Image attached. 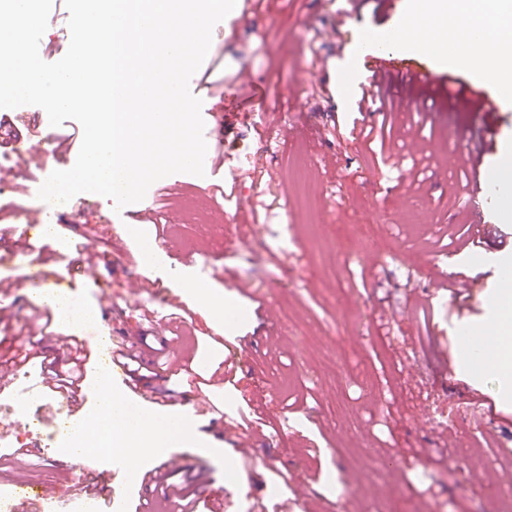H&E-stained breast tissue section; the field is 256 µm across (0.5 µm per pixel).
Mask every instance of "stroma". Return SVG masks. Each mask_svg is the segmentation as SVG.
<instances>
[{"label":"stroma","mask_w":512,"mask_h":512,"mask_svg":"<svg viewBox=\"0 0 512 512\" xmlns=\"http://www.w3.org/2000/svg\"><path fill=\"white\" fill-rule=\"evenodd\" d=\"M336 0H241L213 29L202 65L210 87L192 77L203 101L208 163L220 177L178 173L148 189L143 201L115 211L108 201L78 195L55 216L67 244L47 237L0 241V355L20 340L41 338L60 356L67 324L42 334L44 307L26 289L36 268L45 281L97 308L96 323L74 335L92 354L82 372L117 343L138 344L146 370L157 350L173 360L208 358L203 376L228 364L234 383L196 389L175 376L154 377L152 390H173L170 404L185 407L201 436L226 443L225 456L178 443L151 471L196 499L197 481L223 496L225 512H500L512 503V406L502 402L496 376L458 374L456 338L481 322L485 300L507 266L502 253L463 247L469 222L466 157H449L448 144L468 134L480 116L470 100L416 86L406 97L429 109L399 121L398 148L422 153L426 170L378 164L374 150L339 135L357 117L367 72L358 41L377 32L371 13L341 20ZM69 13L53 0L39 52L61 59ZM250 76L264 94L259 128L244 118L217 124L224 95L237 77ZM328 98H321V91ZM38 108L8 112L33 134L0 148V226L46 223L37 192L52 171L75 160L71 150L48 154L68 126L35 122ZM423 148L414 151L412 140ZM224 194H216V186ZM129 224L144 225L168 259L165 275H146ZM93 227L105 262L86 272L81 234ZM36 249L42 266L28 254ZM206 278L232 295L237 323L216 343L200 312L182 326L170 322L184 275ZM466 281L461 296L442 288L445 276ZM18 369L0 387V486L20 478L35 490L68 498L82 472L53 451L62 393L44 388L18 396ZM43 405L44 422L32 443L45 454L18 455L13 433ZM253 440L252 454L240 446ZM114 512H136L150 500L154 512H173L160 486L129 480L113 460ZM344 488L335 497L328 487ZM246 481L247 492L237 488Z\"/></svg>","instance_id":"35a3bbf8"}]
</instances>
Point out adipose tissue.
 <instances>
[{"label": "adipose tissue", "instance_id": "ef3b65f1", "mask_svg": "<svg viewBox=\"0 0 512 512\" xmlns=\"http://www.w3.org/2000/svg\"><path fill=\"white\" fill-rule=\"evenodd\" d=\"M402 19L381 34L376 45L387 51L408 52L435 60L440 66L471 71L477 78L498 84L512 94V0H406ZM180 287L199 305L209 327L232 326L239 313L236 302L205 282L188 278ZM40 303L50 306L65 323L85 326L96 322L94 307L79 305L54 291L36 290ZM491 320L481 327L487 347L483 362L496 370L505 399L512 400V279L505 280L487 301ZM90 404L70 419L61 433L66 453L73 459L121 457L128 474L142 480L151 460L164 448L185 441L198 448L221 452V444L201 440L183 408L147 410L116 389L112 373L97 367L88 381Z\"/></svg>", "mask_w": 512, "mask_h": 512}]
</instances>
